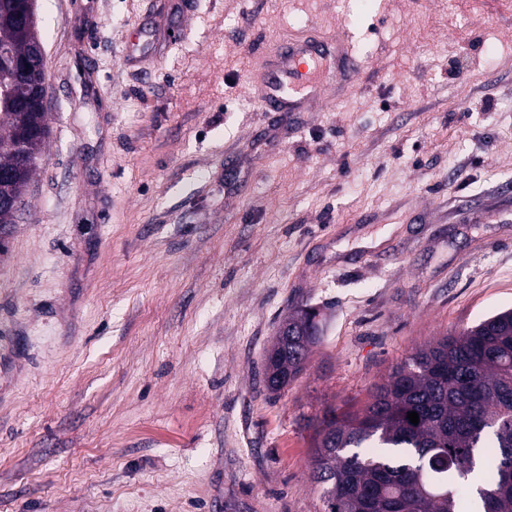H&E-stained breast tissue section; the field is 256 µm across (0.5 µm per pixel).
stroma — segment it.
<instances>
[{"label":"stroma","instance_id":"obj_1","mask_svg":"<svg viewBox=\"0 0 512 512\" xmlns=\"http://www.w3.org/2000/svg\"><path fill=\"white\" fill-rule=\"evenodd\" d=\"M45 156L0 246V512H324L308 419L512 308L499 0H37ZM350 92L263 111L280 38ZM152 31L149 51L133 50ZM304 372L264 390L295 306Z\"/></svg>","mask_w":512,"mask_h":512}]
</instances>
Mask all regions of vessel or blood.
Wrapping results in <instances>:
<instances>
[{
    "label": "vessel or blood",
    "mask_w": 512,
    "mask_h": 512,
    "mask_svg": "<svg viewBox=\"0 0 512 512\" xmlns=\"http://www.w3.org/2000/svg\"><path fill=\"white\" fill-rule=\"evenodd\" d=\"M357 72L347 36L291 38L267 59L258 99L269 112H300L331 90H348Z\"/></svg>",
    "instance_id": "b4317fda"
}]
</instances>
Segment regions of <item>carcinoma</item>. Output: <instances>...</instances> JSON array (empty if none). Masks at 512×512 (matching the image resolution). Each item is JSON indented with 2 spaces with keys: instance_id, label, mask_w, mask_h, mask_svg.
<instances>
[{
  "instance_id": "obj_1",
  "label": "carcinoma",
  "mask_w": 512,
  "mask_h": 512,
  "mask_svg": "<svg viewBox=\"0 0 512 512\" xmlns=\"http://www.w3.org/2000/svg\"><path fill=\"white\" fill-rule=\"evenodd\" d=\"M27 0H0V44L44 68ZM50 136L45 108L0 96V226L14 223ZM320 323L269 348L276 393L304 370ZM418 413L419 423L407 419ZM311 475L324 512H458L461 494L482 512H512V309L416 349L376 386L363 413L324 410L308 424ZM480 464L481 486L466 482Z\"/></svg>"
}]
</instances>
